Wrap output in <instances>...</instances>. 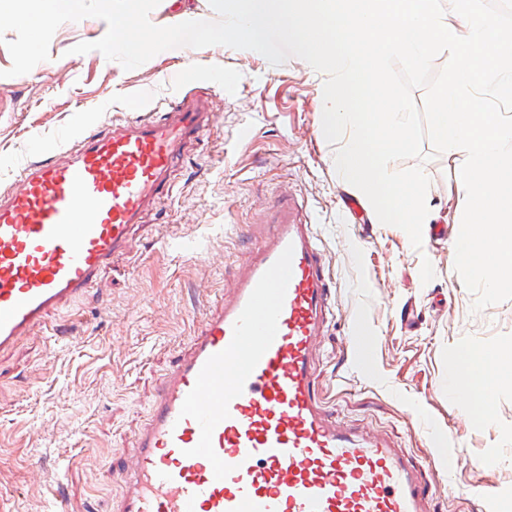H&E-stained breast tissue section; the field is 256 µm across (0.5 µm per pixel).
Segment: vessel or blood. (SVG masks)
I'll return each instance as SVG.
<instances>
[{
    "label": "vessel or blood",
    "instance_id": "obj_1",
    "mask_svg": "<svg viewBox=\"0 0 512 512\" xmlns=\"http://www.w3.org/2000/svg\"><path fill=\"white\" fill-rule=\"evenodd\" d=\"M202 93L19 167L0 194V352L96 287L207 126ZM268 231L159 381L116 512H430L420 464L316 394L333 318L306 207Z\"/></svg>",
    "mask_w": 512,
    "mask_h": 512
}]
</instances>
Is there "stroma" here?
<instances>
[{"label": "stroma", "mask_w": 512, "mask_h": 512, "mask_svg": "<svg viewBox=\"0 0 512 512\" xmlns=\"http://www.w3.org/2000/svg\"><path fill=\"white\" fill-rule=\"evenodd\" d=\"M102 31L95 17L62 24L49 60L15 77L6 74L15 34L0 38V192L20 163L180 95L207 92L212 113L171 175L172 196L144 215L98 287L61 312L69 337L49 325L0 353V512H105L119 502L125 473L113 458L133 456L160 378L239 272L283 187L306 206L334 281L336 319L316 355L325 407L424 464L431 512H504L512 387L484 415L478 387L449 393L448 364L512 346V300L471 310L454 267L464 202L447 153L422 144L432 221L448 235L424 236L417 249L404 230L378 223L371 203L349 213L359 192L321 134L325 77L305 61L181 47L127 70L97 51L73 53ZM172 240L191 247L171 251ZM358 325L374 339L367 371L350 360ZM444 446L464 449L466 462L448 468Z\"/></svg>", "instance_id": "1"}]
</instances>
